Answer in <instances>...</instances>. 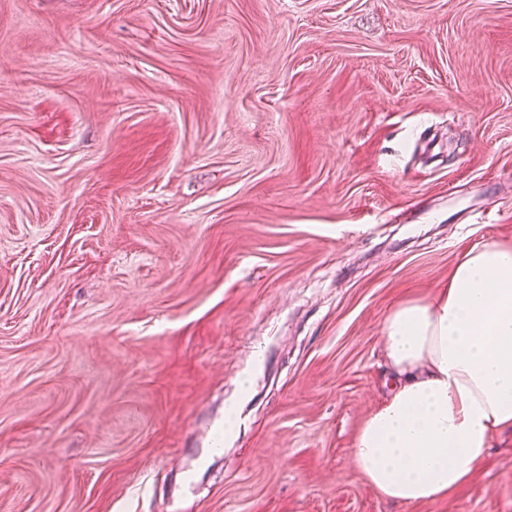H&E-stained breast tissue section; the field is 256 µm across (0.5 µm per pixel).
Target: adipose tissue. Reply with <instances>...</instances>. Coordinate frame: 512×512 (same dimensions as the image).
Listing matches in <instances>:
<instances>
[{"label":"adipose tissue","instance_id":"adipose-tissue-1","mask_svg":"<svg viewBox=\"0 0 512 512\" xmlns=\"http://www.w3.org/2000/svg\"><path fill=\"white\" fill-rule=\"evenodd\" d=\"M383 355L394 384L356 434L353 463L384 500L445 499L512 430V245L471 247L444 288L398 305Z\"/></svg>","mask_w":512,"mask_h":512}]
</instances>
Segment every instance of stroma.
<instances>
[{
    "label": "stroma",
    "mask_w": 512,
    "mask_h": 512,
    "mask_svg": "<svg viewBox=\"0 0 512 512\" xmlns=\"http://www.w3.org/2000/svg\"><path fill=\"white\" fill-rule=\"evenodd\" d=\"M488 241L512 0H0V512H512L511 430L413 506L351 454Z\"/></svg>",
    "instance_id": "stroma-1"
}]
</instances>
